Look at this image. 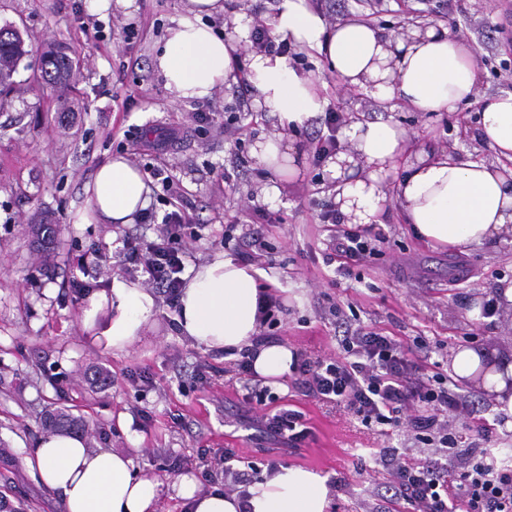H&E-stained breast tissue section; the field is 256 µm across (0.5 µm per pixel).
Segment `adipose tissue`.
I'll return each mask as SVG.
<instances>
[{
    "label": "adipose tissue",
    "instance_id": "adipose-tissue-1",
    "mask_svg": "<svg viewBox=\"0 0 512 512\" xmlns=\"http://www.w3.org/2000/svg\"><path fill=\"white\" fill-rule=\"evenodd\" d=\"M224 14V0H187L183 14L157 47L153 67L165 89L181 102L203 100L233 80L243 43L219 36L209 18ZM274 36L295 52L317 57L346 90H367L387 106L402 103L416 112L455 115L474 108V137L496 155L489 162L455 147L410 149L395 118L353 120L342 142L325 159L334 182L333 202L347 223L368 226L384 220L397 201L406 223L434 247L483 246L512 236V91L479 95V67L468 41L445 29H413L393 37L358 20L328 24L308 0H278L270 20ZM245 76L255 105L276 114L281 130L256 141L257 166L274 175L297 177L304 161L297 131L321 114L327 99L319 79L298 74L286 57L250 51ZM86 206L79 224H132L151 201L143 172L124 155L100 165L85 183ZM261 269L219 253L186 275L176 321L182 336L208 351L234 353L259 333ZM157 301L137 281L113 276L81 308L84 328L96 331L113 355L128 353L153 330ZM257 378H286L292 351L284 344L257 346ZM457 378L495 394L500 410L512 413V362L485 350L464 348L453 356ZM27 462L44 486L56 492L63 512H158L164 492L156 477L141 472L129 452L93 449L73 433L40 438ZM187 512H328L331 489L320 474L281 465L263 472L245 495L215 488L198 490L181 477L172 484Z\"/></svg>",
    "mask_w": 512,
    "mask_h": 512
}]
</instances>
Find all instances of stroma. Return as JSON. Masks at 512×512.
<instances>
[{
    "label": "stroma",
    "instance_id": "stroma-1",
    "mask_svg": "<svg viewBox=\"0 0 512 512\" xmlns=\"http://www.w3.org/2000/svg\"><path fill=\"white\" fill-rule=\"evenodd\" d=\"M186 0H135L130 13H92L88 0H0V25L13 23L28 51L14 76L9 103L0 112V498L11 512H61L55 492L42 487L24 459L46 431L50 411L66 407L89 425L95 447L133 453L137 465L165 484L185 476L201 489L206 462L234 449L256 472L268 457L255 447L244 418L248 393L233 359L204 351L181 336L177 314L159 303L156 329L115 357L84 329L80 307L88 292L124 274L119 253L126 236L154 239L157 220L171 206L159 180L151 182L154 223L76 224L85 204L84 184L115 154L127 155L141 171L155 163L180 187L192 216L183 231L186 267L217 253L237 254L251 225L225 234L228 218L243 206L265 211L258 225L269 251L257 260L264 284L288 309L274 328L276 341L308 356L337 357L342 329L330 305L352 307L360 322L397 337L406 348L422 338L431 359L451 375L452 354L465 344L512 353V304L494 320L477 315L486 293L512 283V243L465 246L459 252L426 245L389 204L378 230L383 254L353 266L350 274L325 258L331 236L322 215L332 202L323 185V163L313 121L297 137L305 157L299 177L281 180L279 200H268L269 180L256 166L251 145L279 130L277 119L258 110L244 83L217 89L205 100L172 101L152 67L156 44ZM329 23L357 19L393 28L408 19L466 36L482 73V90L512 91V0H311ZM133 28L125 39L123 27ZM62 45L80 65L67 91L36 90L40 59ZM328 111L341 121L373 119L384 109L359 92L328 86ZM220 118L203 127L194 113ZM233 117L240 142L224 134ZM409 137L429 146L458 144L494 161L488 147L465 133L466 114L439 119L405 106L393 110ZM187 134L162 160L138 154L137 139L170 126ZM43 216L61 227L50 258L31 245L29 225ZM137 379H130V372ZM493 429L483 447L496 454L512 448V414H502L492 395L470 382L455 383ZM281 402L305 416L312 434L304 447L283 456L285 464L326 476L333 490L330 512H413L401 500L384 498L390 477L375 460L385 448H403L409 461L439 456V449L413 440L400 426L380 432L346 411L305 397L290 380L275 389ZM504 425H497V418Z\"/></svg>",
    "mask_w": 512,
    "mask_h": 512
}]
</instances>
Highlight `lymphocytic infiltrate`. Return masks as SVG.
<instances>
[{"label":"lymphocytic infiltrate","instance_id":"lymphocytic-infiltrate-1","mask_svg":"<svg viewBox=\"0 0 512 512\" xmlns=\"http://www.w3.org/2000/svg\"><path fill=\"white\" fill-rule=\"evenodd\" d=\"M152 175L160 179L173 209L163 216L155 239L124 237L121 255L125 267L141 272L146 283L157 288L173 309L184 269L182 230L191 216L171 178L157 169ZM323 220L336 225L335 210L326 211ZM381 239V234L368 228L337 227L331 249L347 271L376 255ZM336 316L344 328L343 356L313 359L304 352H294L293 385L305 396L345 407L364 424H405L419 441L454 447L448 420L465 415L468 406L449 386L447 377L438 372L424 373L402 351L396 337L374 327L353 325L344 311H337ZM253 425L257 441H273L288 448L301 447L310 434L302 413L285 405L255 417ZM377 463L392 477L388 492L407 501L414 512H512V465L489 449L480 450L471 466L454 476L439 460L411 463L396 448L383 449Z\"/></svg>","mask_w":512,"mask_h":512}]
</instances>
